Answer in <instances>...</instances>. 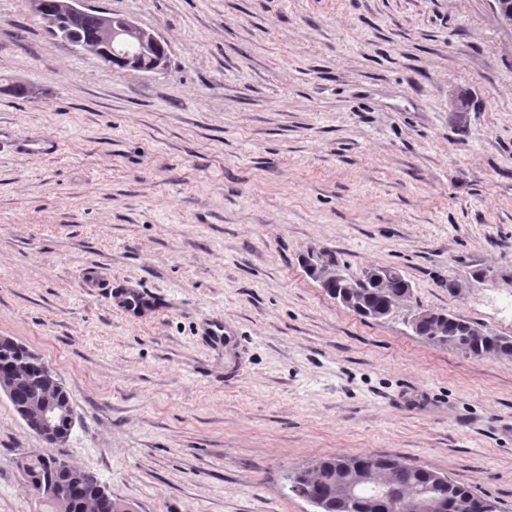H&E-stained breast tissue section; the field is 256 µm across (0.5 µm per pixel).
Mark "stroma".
<instances>
[{"mask_svg": "<svg viewBox=\"0 0 512 512\" xmlns=\"http://www.w3.org/2000/svg\"><path fill=\"white\" fill-rule=\"evenodd\" d=\"M88 4L158 31L167 67L116 72L0 0V75L33 89L0 94V336L68 390L69 461L134 512H315L288 474L359 453L512 512V357L407 323L512 339V33L488 0ZM329 260L411 293L361 317L310 275ZM55 452L1 393L0 512H45L18 463ZM109 296L115 306L131 317H143L151 309L149 300L135 288L111 289ZM434 315L435 313L431 311L418 310L409 319L411 327L417 325L413 330L414 333L426 342L440 347H448L449 345L452 348L462 351L456 345V342H459L466 348L470 355L476 357L488 355L512 356L511 339L502 336L489 335L487 333H484L485 335L481 336L483 331L480 328L473 326L470 331V335L477 337L481 336L480 339L473 340L468 336V330L471 327L470 323L458 319L450 314H447L448 319L443 321L440 325L435 324L434 322L425 321L432 319Z\"/></svg>", "mask_w": 512, "mask_h": 512, "instance_id": "stroma-1", "label": "stroma"}]
</instances>
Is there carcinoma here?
<instances>
[{"mask_svg": "<svg viewBox=\"0 0 512 512\" xmlns=\"http://www.w3.org/2000/svg\"><path fill=\"white\" fill-rule=\"evenodd\" d=\"M47 14L54 17L57 25L67 30L77 40H100L103 28L102 12L89 9L76 18L64 17L56 13V0H43ZM0 93L4 95L32 94L30 86L9 77L0 78ZM325 291L337 299L350 294L353 303L351 310L360 316L373 318L375 314L395 309L396 301L405 291L401 280H391L382 286L371 283L347 290L338 286L325 288ZM470 323L452 315L442 324L425 321L418 324L414 333L426 342L440 347H456L461 344L467 352L476 357L494 355L512 356V340L502 336L486 334L478 340L468 336ZM23 371L25 378L14 386L9 400L18 415H23V408L35 398L43 397L61 405L71 404L66 389H57L52 376L44 373L33 361L29 347L21 342L0 344V377H10L17 371ZM375 459L384 466H389L395 459L372 454L328 455L318 459V466L312 471H294L289 477V491L316 506L318 512H401L404 501L422 495H429L447 504L444 512H471L472 503L477 500L488 502L478 490L467 484L455 482L448 476L431 469L408 465V474L398 480L399 491L393 496L379 497L370 502H353L348 500L336 483L338 466H354L367 460ZM51 456L32 454L22 458L19 467L28 482L49 480L57 488V497L44 499L47 512H87L86 504L97 503L94 512H132L131 507L112 495H98L95 486L76 480L77 469L49 470Z\"/></svg>", "mask_w": 512, "mask_h": 512, "instance_id": "carcinoma-1", "label": "carcinoma"}]
</instances>
